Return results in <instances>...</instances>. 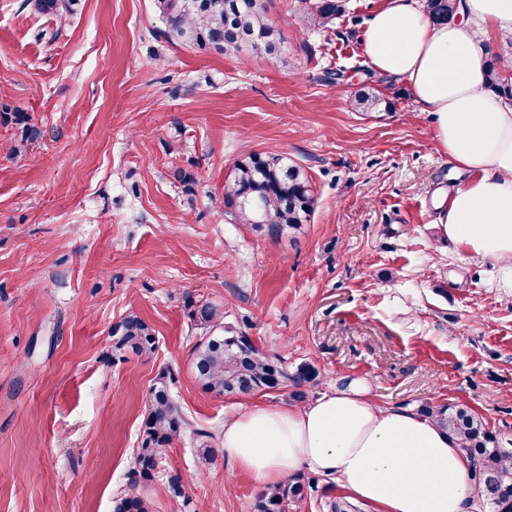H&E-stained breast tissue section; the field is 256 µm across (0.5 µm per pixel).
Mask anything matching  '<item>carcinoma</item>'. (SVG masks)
Returning <instances> with one entry per match:
<instances>
[{"instance_id":"obj_1","label":"carcinoma","mask_w":512,"mask_h":512,"mask_svg":"<svg viewBox=\"0 0 512 512\" xmlns=\"http://www.w3.org/2000/svg\"><path fill=\"white\" fill-rule=\"evenodd\" d=\"M35 9L44 15L63 17L73 11L75 0H33ZM457 0H427V10L438 24L456 15ZM166 17L168 33L184 44L218 53L253 50L271 60L282 53L278 32L269 22L267 0H159ZM342 0H313L308 6L310 21L324 26L343 12ZM489 87L512 96V89L501 83L498 62L485 65ZM13 121L21 126L19 151L34 143L40 130L29 123L22 112L13 113ZM311 182L305 171L288 162L287 154L252 153L234 165V176L224 186V207L236 223L248 226L271 241L301 229L313 208ZM191 321L213 329L219 326L217 309L208 304L187 301ZM122 333L116 349L146 355L155 350V336L138 316L130 315L121 323ZM192 370L201 390L206 394L240 395L263 390L294 387L291 397L306 399L305 386L316 378V371L303 364L295 371L281 360H273L245 336H204L193 350ZM173 378L161 375L152 385L148 408L141 426L140 446L130 473L128 492L119 497L113 512H151L149 502L136 488L154 480L165 449L180 436L187 422L172 400ZM421 413L448 430L460 442L474 465L471 475L492 506L493 512H512V492L499 490L512 486V451H505L482 418L468 410L451 405L421 408ZM199 440L201 466L214 459L210 432L195 431ZM306 482L301 477L269 486L256 497L255 512H285L288 502L305 499Z\"/></svg>"}]
</instances>
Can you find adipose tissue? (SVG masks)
I'll list each match as a JSON object with an SVG mask.
<instances>
[{
  "instance_id": "obj_1",
  "label": "adipose tissue",
  "mask_w": 512,
  "mask_h": 512,
  "mask_svg": "<svg viewBox=\"0 0 512 512\" xmlns=\"http://www.w3.org/2000/svg\"><path fill=\"white\" fill-rule=\"evenodd\" d=\"M434 23L419 0H383L362 41L381 75L403 80L434 118L460 186L439 196L437 222L471 258L491 262L492 287L512 295V107L484 76L486 36L512 27V0H461ZM224 450L268 485L304 469L333 478L371 512H464L476 498L458 440L412 410L379 405L352 382L299 406H256L228 420Z\"/></svg>"
}]
</instances>
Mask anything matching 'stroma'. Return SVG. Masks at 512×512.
<instances>
[{"instance_id": "obj_1", "label": "stroma", "mask_w": 512, "mask_h": 512, "mask_svg": "<svg viewBox=\"0 0 512 512\" xmlns=\"http://www.w3.org/2000/svg\"><path fill=\"white\" fill-rule=\"evenodd\" d=\"M382 2L344 0L316 27L304 0H270L272 62L169 41L157 0H76L60 19L0 0V512H113L162 371L189 427L140 489L152 512H254L263 484L220 433L292 400L203 393L190 300L288 368L310 364L308 399L348 376L380 405H459L512 440V299L437 226V193L465 176L404 84L365 60ZM364 88L378 109L357 107ZM16 112L41 131L18 153ZM283 152L315 203L274 243L226 213L224 183L249 154ZM131 313L156 349L113 357ZM199 430L215 446L203 472ZM304 477L286 512L343 499L334 479Z\"/></svg>"}]
</instances>
